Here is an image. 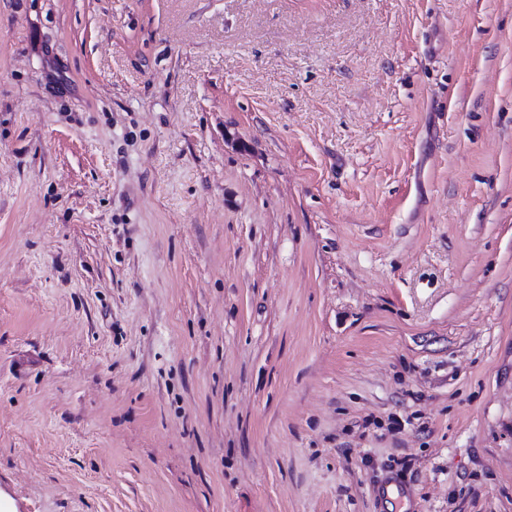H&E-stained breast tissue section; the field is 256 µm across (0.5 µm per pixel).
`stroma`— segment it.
<instances>
[{
  "label": "stroma",
  "instance_id": "stroma-1",
  "mask_svg": "<svg viewBox=\"0 0 512 512\" xmlns=\"http://www.w3.org/2000/svg\"><path fill=\"white\" fill-rule=\"evenodd\" d=\"M0 512H512V0H0Z\"/></svg>",
  "mask_w": 512,
  "mask_h": 512
}]
</instances>
